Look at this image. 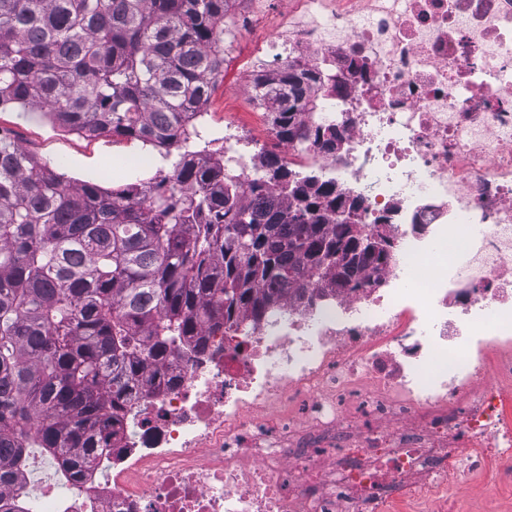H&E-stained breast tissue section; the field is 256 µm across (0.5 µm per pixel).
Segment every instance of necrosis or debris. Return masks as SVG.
Listing matches in <instances>:
<instances>
[{"mask_svg":"<svg viewBox=\"0 0 512 512\" xmlns=\"http://www.w3.org/2000/svg\"><path fill=\"white\" fill-rule=\"evenodd\" d=\"M277 47L335 87L284 142L387 218L360 288L314 283L171 360L112 436L106 475L27 512H411L453 483L512 486V0H290Z\"/></svg>","mask_w":512,"mask_h":512,"instance_id":"obj_1","label":"necrosis or debris"}]
</instances>
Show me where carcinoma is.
<instances>
[{"label":"carcinoma","mask_w":512,"mask_h":512,"mask_svg":"<svg viewBox=\"0 0 512 512\" xmlns=\"http://www.w3.org/2000/svg\"><path fill=\"white\" fill-rule=\"evenodd\" d=\"M232 0H0V108L38 109L85 136L178 150L170 171L112 191L70 183L0 130L1 490L51 458L79 483L104 434L206 333L259 321L305 281L359 288L390 254L359 243L342 195L315 172L268 158L240 174L204 147L203 117L224 72ZM325 68L288 61L252 87L281 140L336 146L333 125L304 131ZM277 189L284 209L268 199Z\"/></svg>","instance_id":"cac0c4a2"}]
</instances>
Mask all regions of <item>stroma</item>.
Here are the masks:
<instances>
[{"instance_id":"1","label":"stroma","mask_w":512,"mask_h":512,"mask_svg":"<svg viewBox=\"0 0 512 512\" xmlns=\"http://www.w3.org/2000/svg\"><path fill=\"white\" fill-rule=\"evenodd\" d=\"M288 2L270 0L265 23L244 26L240 32L224 63L225 76L214 87L204 133L228 122L243 128L249 140L270 138L271 131L256 103L241 88L252 84L254 75L248 62L255 54L268 52L273 30L284 18ZM0 129L8 131L16 143L67 179L95 182L108 189L149 181L164 166L159 151L141 142L117 136L87 137L11 106L0 110ZM140 155L150 157V165L116 166L110 170L105 167L113 158ZM424 512H512V488L502 489L490 481L472 479L454 488L447 501L426 506Z\"/></svg>"}]
</instances>
